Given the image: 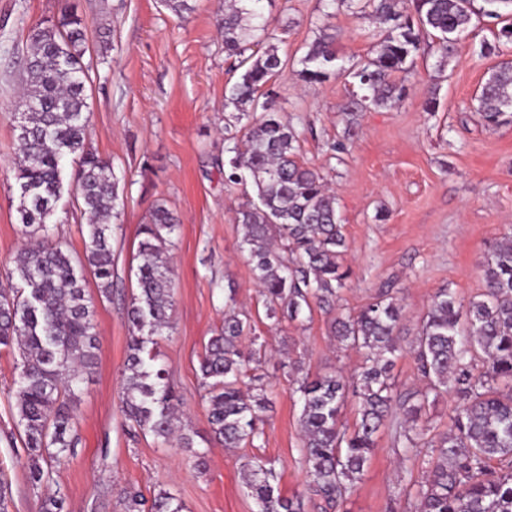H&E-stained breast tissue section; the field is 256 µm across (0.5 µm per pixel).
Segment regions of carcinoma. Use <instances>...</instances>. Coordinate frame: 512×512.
Listing matches in <instances>:
<instances>
[{"label": "carcinoma", "mask_w": 512, "mask_h": 512, "mask_svg": "<svg viewBox=\"0 0 512 512\" xmlns=\"http://www.w3.org/2000/svg\"><path fill=\"white\" fill-rule=\"evenodd\" d=\"M336 1L376 20L383 35L375 39L374 57L340 64L334 37L324 33L298 59L299 75L308 83L344 77L362 107H397L404 86L394 75L408 70L432 36L443 54L453 53L474 14L471 0H330ZM262 2L224 0L221 20L224 53L240 58L242 68L224 91V108L233 111L225 126L224 176L233 184L251 181L257 196L238 212L244 229L240 248L261 287L267 318L280 325L315 306L331 316L336 340L363 354L348 378L336 372L312 378L301 365L292 366L308 493L319 500L320 512H339L375 448L376 433L397 412L401 460L424 457L428 465L425 480L404 491L405 512H512V235L490 246L485 288L468 304L448 288L435 293L409 346L423 387L399 391L392 376L402 352L397 331L403 310L397 299L384 291L354 313L337 312L349 277L341 264L343 226L324 176L300 161L298 134L276 108L270 82L288 60L270 43L273 19ZM480 14L503 21L499 35L512 39V0H483ZM85 30V21L67 11L36 25L23 78L33 107L20 114L16 178L23 191L17 212L37 241L14 258L23 288L13 295L0 292V348L19 354L15 398L27 455L17 464L28 470L35 488L52 479L74 447L73 399L98 361L86 272L104 296L112 289V220L120 213V199L112 163L87 143ZM478 111L488 126L512 123L511 64L489 73ZM244 119L247 124L237 130ZM68 156L78 161L76 191L88 219L85 258L78 263L50 240L47 225L63 194ZM175 228L174 215L162 203L141 227L138 293L128 312L133 334L121 387L131 428L164 443L174 433L179 398L169 371L156 365L147 344H157L171 328L168 253ZM251 331L249 319L224 313V328L208 341L200 361L209 443L226 449L254 448L265 437L260 413L269 399L256 374L265 339ZM247 336L248 348L242 345ZM445 395L455 401L451 425L433 435L422 414ZM350 397L360 407L352 429L341 422ZM273 478L268 459L254 456L242 466L257 512H306V498L282 496ZM65 503L57 489L44 498L41 512H65ZM123 512H182V505L166 491L150 503L128 491Z\"/></svg>", "instance_id": "carcinoma-1"}]
</instances>
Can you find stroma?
Returning <instances> with one entry per match:
<instances>
[{"instance_id": "1", "label": "stroma", "mask_w": 512, "mask_h": 512, "mask_svg": "<svg viewBox=\"0 0 512 512\" xmlns=\"http://www.w3.org/2000/svg\"><path fill=\"white\" fill-rule=\"evenodd\" d=\"M192 3L193 11L179 17L162 0H0V288L20 287L13 260L29 241L17 213L16 180V106L28 33L66 10L86 21L88 144L112 162L124 202L113 222L112 293L102 296L93 283L87 288L100 351L76 392L77 443L54 474L67 512H122L130 489L148 499L167 491L183 512H256L240 474L246 451L208 446L201 401L200 357L224 323L227 294L270 344L259 372L272 405L258 453L274 461L282 496L306 490L291 364L301 362L313 376H347L362 361L360 352L338 344L320 310L279 325L265 316L240 250L238 211L255 189L224 180V90L236 78L235 61L224 54L218 0ZM264 6L277 26L279 54L288 60L275 78L279 111L299 134L301 161L318 169L335 194L343 224V263L351 275L338 306L355 312L391 290L405 315L400 336L407 347L439 289L464 302L482 292L489 245L512 233V124L486 126L477 110L486 72L512 62V41L497 40L495 20L473 17L454 55L443 56L429 41L399 74L405 94L398 107L357 109L344 78L310 84L298 74L297 60L319 34L326 0H264ZM332 25L340 63L369 57L371 17L340 8ZM485 42L495 45L494 53H482ZM75 169L67 163L66 189L47 225L52 240L80 260L87 217L73 189ZM159 203L178 227L169 250L171 328L159 340L158 362L170 371L180 429L194 440L190 450L131 430L119 399L140 226ZM16 359L0 351V470L8 512H40L43 493L16 463L25 454ZM197 449L206 454L201 468ZM425 474L424 461L399 463L394 431L384 427L344 512H403L405 486Z\"/></svg>"}]
</instances>
